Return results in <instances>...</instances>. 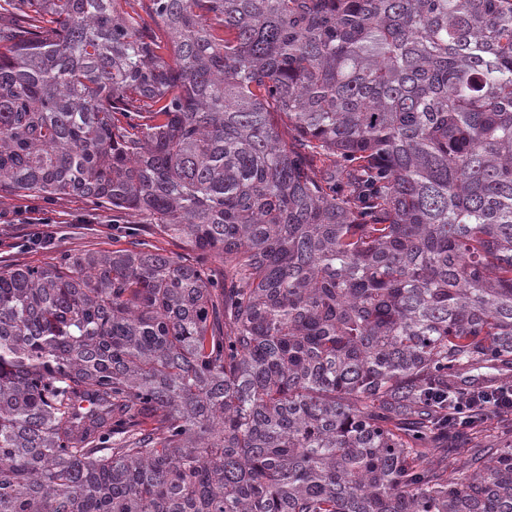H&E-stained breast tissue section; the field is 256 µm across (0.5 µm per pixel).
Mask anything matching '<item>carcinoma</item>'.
<instances>
[{"label": "carcinoma", "mask_w": 512, "mask_h": 512, "mask_svg": "<svg viewBox=\"0 0 512 512\" xmlns=\"http://www.w3.org/2000/svg\"><path fill=\"white\" fill-rule=\"evenodd\" d=\"M0 192L190 251L0 266V512H512V0H0ZM137 228L140 229V231H137L139 233V236H137L139 240L148 241L169 254H184L188 252L183 243L161 235L152 225H140ZM466 410L459 411L458 422L461 425L467 424L473 418V414L481 412L485 417L489 414H503L512 411V387L510 391L483 392L473 400L467 401Z\"/></svg>", "instance_id": "cac0c4a2"}]
</instances>
